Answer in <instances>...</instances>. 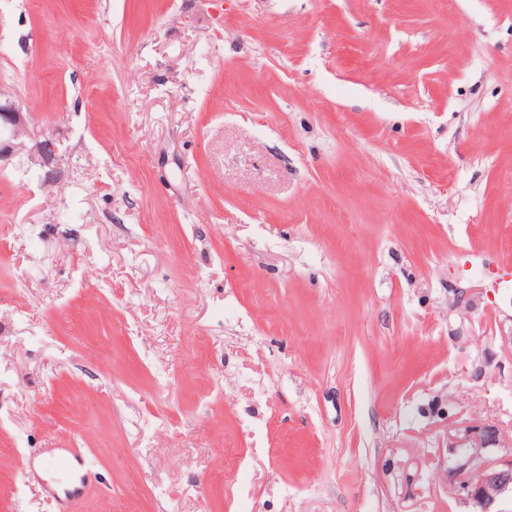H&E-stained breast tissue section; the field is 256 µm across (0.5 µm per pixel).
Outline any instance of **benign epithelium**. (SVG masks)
<instances>
[{"instance_id": "1", "label": "benign epithelium", "mask_w": 512, "mask_h": 512, "mask_svg": "<svg viewBox=\"0 0 512 512\" xmlns=\"http://www.w3.org/2000/svg\"><path fill=\"white\" fill-rule=\"evenodd\" d=\"M27 124L26 116L13 102L0 100V163L18 152L17 139L27 133ZM24 149L28 160L45 169V178L51 179L50 167L57 159L53 141L33 140ZM497 440L496 430L489 425L466 431L462 453L450 467V472L457 476L476 473L462 481L460 489L479 506V512H499L498 503L512 496V458L487 460L481 457V450L496 444Z\"/></svg>"}]
</instances>
